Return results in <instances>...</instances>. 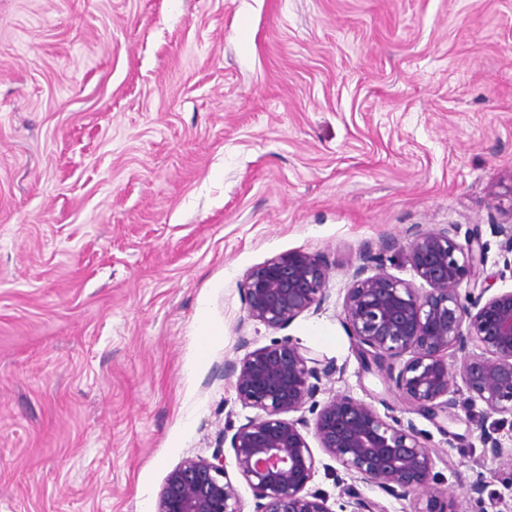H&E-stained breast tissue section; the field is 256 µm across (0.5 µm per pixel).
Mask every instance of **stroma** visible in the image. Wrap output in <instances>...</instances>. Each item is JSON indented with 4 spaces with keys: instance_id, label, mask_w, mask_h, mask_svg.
Segmentation results:
<instances>
[{
    "instance_id": "stroma-1",
    "label": "stroma",
    "mask_w": 512,
    "mask_h": 512,
    "mask_svg": "<svg viewBox=\"0 0 512 512\" xmlns=\"http://www.w3.org/2000/svg\"><path fill=\"white\" fill-rule=\"evenodd\" d=\"M510 181L512 0H0V512L155 505L254 415L225 362L285 335L317 404L412 421L456 512H512V427L409 411L342 308L365 243L448 226L512 289ZM287 251L328 299L279 331L240 283Z\"/></svg>"
}]
</instances>
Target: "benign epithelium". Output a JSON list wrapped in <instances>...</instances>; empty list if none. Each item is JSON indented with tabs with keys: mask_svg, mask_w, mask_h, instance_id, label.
<instances>
[{
	"mask_svg": "<svg viewBox=\"0 0 512 512\" xmlns=\"http://www.w3.org/2000/svg\"><path fill=\"white\" fill-rule=\"evenodd\" d=\"M405 252L417 288L383 269L382 253ZM483 244L472 235L462 245L451 228L422 231L405 246L388 238L379 249L367 243L343 302L346 325L367 372H382L389 389L420 415L453 414L458 389L448 374L447 354L462 355L460 377L488 415L512 417V290L486 296L478 287ZM329 266L302 251L277 254L250 270L242 283L247 319L284 329L302 313L321 307L328 295ZM472 285L468 294L462 283ZM477 347L475 354L470 347ZM235 378L237 398L256 415L230 439L234 467L251 489L253 512H333L328 496L310 486L317 459L304 435L311 430L322 452L355 479L405 499L427 492L414 512H454L437 489L432 450L412 423L380 415L368 404L337 395L314 400L329 368L304 354L291 338L247 352L224 365ZM310 412L309 419L304 412ZM298 412L293 419L285 414ZM339 496L350 512H377L354 484ZM155 512H243L224 451L210 459L188 458L165 478Z\"/></svg>",
	"mask_w": 512,
	"mask_h": 512,
	"instance_id": "obj_1",
	"label": "benign epithelium"
}]
</instances>
